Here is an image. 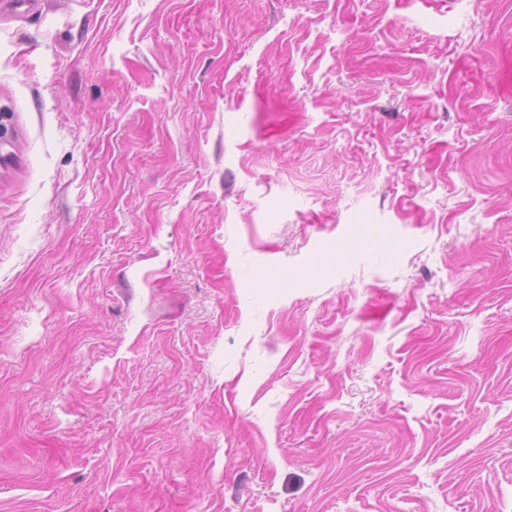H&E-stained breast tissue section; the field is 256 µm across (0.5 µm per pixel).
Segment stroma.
<instances>
[{
	"mask_svg": "<svg viewBox=\"0 0 512 512\" xmlns=\"http://www.w3.org/2000/svg\"><path fill=\"white\" fill-rule=\"evenodd\" d=\"M512 0H0V512H512Z\"/></svg>",
	"mask_w": 512,
	"mask_h": 512,
	"instance_id": "stroma-1",
	"label": "stroma"
}]
</instances>
